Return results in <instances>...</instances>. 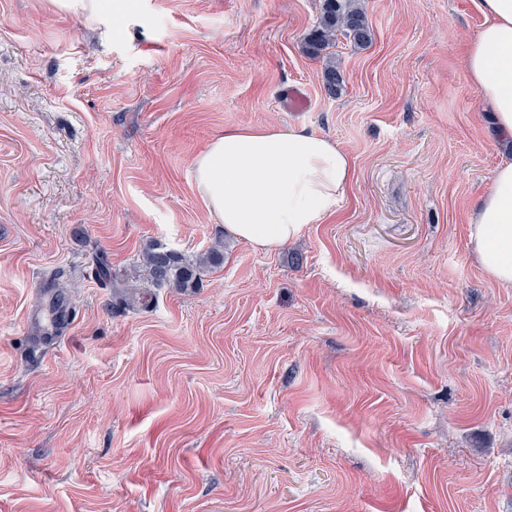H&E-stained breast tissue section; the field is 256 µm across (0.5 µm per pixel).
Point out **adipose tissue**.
I'll return each mask as SVG.
<instances>
[{
    "label": "adipose tissue",
    "mask_w": 512,
    "mask_h": 512,
    "mask_svg": "<svg viewBox=\"0 0 512 512\" xmlns=\"http://www.w3.org/2000/svg\"><path fill=\"white\" fill-rule=\"evenodd\" d=\"M484 24L465 72L498 132L512 138V0H480ZM196 187L226 231L270 252L321 223L353 177L336 141L295 126L225 129L193 163ZM471 241L494 281L512 287V160L499 164L470 216Z\"/></svg>",
    "instance_id": "ef3b65f1"
}]
</instances>
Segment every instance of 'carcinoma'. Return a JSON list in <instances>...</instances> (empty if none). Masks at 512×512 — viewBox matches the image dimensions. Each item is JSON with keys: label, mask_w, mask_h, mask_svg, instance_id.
<instances>
[{"label": "carcinoma", "mask_w": 512, "mask_h": 512, "mask_svg": "<svg viewBox=\"0 0 512 512\" xmlns=\"http://www.w3.org/2000/svg\"><path fill=\"white\" fill-rule=\"evenodd\" d=\"M340 36L360 48L371 44V29L360 0H321L319 20L304 38L306 54L324 60L322 82L332 96L340 95L344 79L336 62L327 57V49L334 46ZM223 263L224 249L220 245L194 258L160 246L148 248L142 254L140 270L123 281L119 304L133 306L149 295L152 288H193L205 269Z\"/></svg>", "instance_id": "carcinoma-1"}]
</instances>
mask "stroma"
<instances>
[{
  "mask_svg": "<svg viewBox=\"0 0 512 512\" xmlns=\"http://www.w3.org/2000/svg\"><path fill=\"white\" fill-rule=\"evenodd\" d=\"M478 3L362 0L332 97L302 48L320 0H0V512H512V288L470 244L503 158L463 66ZM288 124L354 174L264 253L193 162ZM217 241L200 287L117 308L146 248ZM56 274L57 341L26 328Z\"/></svg>",
  "mask_w": 512,
  "mask_h": 512,
  "instance_id": "1",
  "label": "stroma"
}]
</instances>
